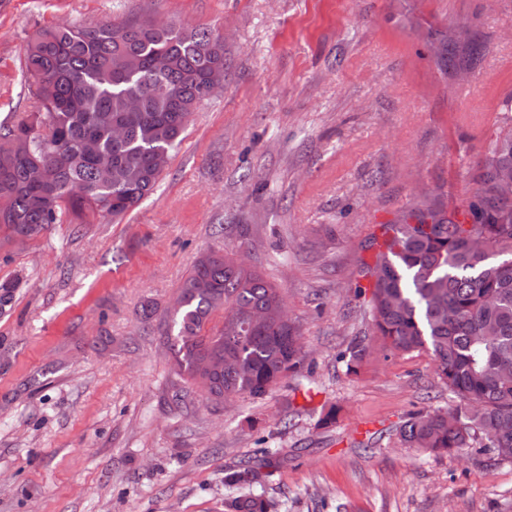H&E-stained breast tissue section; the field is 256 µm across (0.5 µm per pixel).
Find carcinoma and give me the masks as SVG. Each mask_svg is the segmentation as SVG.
<instances>
[{
  "label": "carcinoma",
  "instance_id": "cac0c4a2",
  "mask_svg": "<svg viewBox=\"0 0 512 512\" xmlns=\"http://www.w3.org/2000/svg\"><path fill=\"white\" fill-rule=\"evenodd\" d=\"M219 32L150 20L115 26L55 25L26 49V73L35 86V111L0 131V245L41 236L68 213L120 217L150 195L181 143L190 115L206 99L209 73L224 67ZM473 31L457 24L430 43L437 67L460 78L471 66L464 54ZM125 130L121 140L112 128ZM98 146L92 156L84 142ZM512 173V133L496 135L473 176L472 193L458 207L419 197L387 238L369 278L371 319L382 350L426 352L439 379L461 404L447 411L416 410L397 429L399 441L430 455L490 448L512 461V197L501 178ZM277 288L229 256L204 253L183 279L167 336L178 375L209 380L224 397L260 399L309 366L297 354L299 330L275 321L236 335L208 332L219 309L242 325L254 307L275 306ZM368 354L359 341L340 355L349 371ZM224 359L208 373L207 359ZM279 452L259 448L229 467L224 484L253 485L278 466ZM250 493L224 502V512H268Z\"/></svg>",
  "mask_w": 512,
  "mask_h": 512
}]
</instances>
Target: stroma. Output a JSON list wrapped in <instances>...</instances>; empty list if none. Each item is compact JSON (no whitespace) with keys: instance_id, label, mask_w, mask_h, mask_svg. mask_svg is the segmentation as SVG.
<instances>
[{"instance_id":"1","label":"stroma","mask_w":512,"mask_h":512,"mask_svg":"<svg viewBox=\"0 0 512 512\" xmlns=\"http://www.w3.org/2000/svg\"><path fill=\"white\" fill-rule=\"evenodd\" d=\"M132 20L218 29L224 87L137 208L0 247V512H224L225 469L261 442L283 457L270 512H512V461L398 441L459 403L429 355L337 357L372 332L370 241L417 194L464 205L512 129V0H0V125L34 109L38 30ZM452 22L474 33L464 82L426 49ZM227 247L285 296L312 367L214 406L174 370L168 310Z\"/></svg>"}]
</instances>
